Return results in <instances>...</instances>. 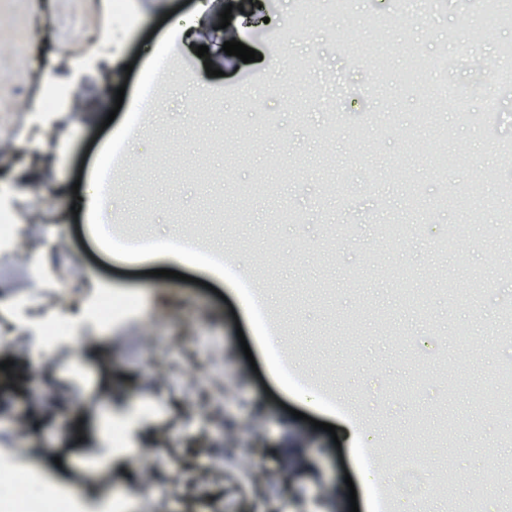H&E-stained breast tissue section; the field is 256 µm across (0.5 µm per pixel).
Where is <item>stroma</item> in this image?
Wrapping results in <instances>:
<instances>
[{
    "mask_svg": "<svg viewBox=\"0 0 512 512\" xmlns=\"http://www.w3.org/2000/svg\"><path fill=\"white\" fill-rule=\"evenodd\" d=\"M297 2L137 0L134 23L105 41L96 29L111 0H0V190L12 196L18 227L4 262L17 273L11 287L32 296L29 326L0 310V362L12 363L0 425L24 423L20 457L48 462L60 485L88 500L129 492L140 462L151 461L152 484L168 492L171 512H219L229 498L235 512H372L357 480L356 443L334 444L323 429L352 422L378 432L389 466L407 450L432 463L448 456L455 504L469 501L467 476L483 474L481 512H500L512 482L496 476L494 463L512 461V418L483 410L481 394L512 368V341L499 336L512 312V274L493 272L505 260L493 246L497 212L476 202L452 210L440 200L470 198L490 168L512 180V162L498 151L512 142V87L493 89L492 136L480 130L481 98L448 111L465 152L453 179L442 178L410 149L415 119L432 101L401 73L412 54L470 46L460 18L478 11L476 0L421 9L351 0L344 11L325 0L303 30L289 24ZM377 18L386 29L375 31ZM352 37L375 41L378 56L354 57ZM232 39L261 60L226 55L222 45ZM170 45L176 60L156 110L128 144L142 173L121 179L112 221L158 239L191 223L200 238L220 239L234 225L233 262L242 276L267 272L269 312L302 349L307 389L285 385L258 347L260 330L235 280L199 263L178 279L156 276L163 260H119L90 232L88 207L71 212L75 199H88L103 145L123 134L142 79ZM200 45L208 58L196 55ZM208 60L220 76L207 75ZM48 82L70 96L41 112ZM114 103L111 120L105 107ZM452 226L457 249L438 251ZM34 264L56 269L62 285L24 279ZM98 284L134 297L136 328L157 325L170 356L140 343L130 358L125 325H86ZM62 315L77 322L78 347H55L34 363L31 325ZM213 331L223 338L214 357L197 343ZM75 356L85 362L78 379ZM215 374L239 401L219 407L183 394L186 384L210 387ZM321 388L341 399V410L322 405ZM134 401L161 406L132 431L141 459H105L103 412ZM443 419L448 445L440 449L431 432ZM221 448L251 461L245 490L226 477ZM272 477L282 489L276 499L266 495Z\"/></svg>",
    "mask_w": 512,
    "mask_h": 512,
    "instance_id": "obj_1",
    "label": "stroma"
}]
</instances>
